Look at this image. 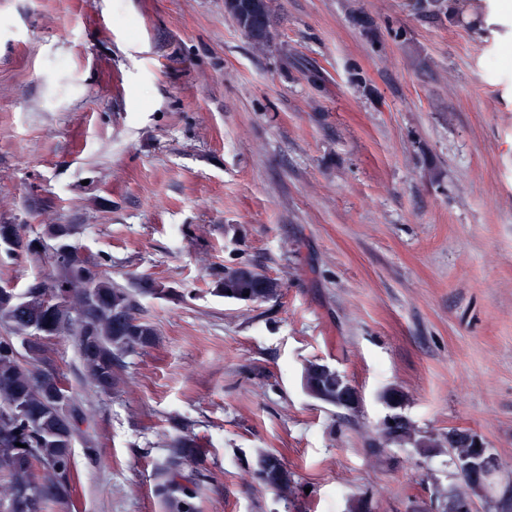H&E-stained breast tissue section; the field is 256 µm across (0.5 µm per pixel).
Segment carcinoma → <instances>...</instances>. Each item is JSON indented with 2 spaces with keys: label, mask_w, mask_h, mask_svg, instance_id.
I'll use <instances>...</instances> for the list:
<instances>
[{
  "label": "carcinoma",
  "mask_w": 512,
  "mask_h": 512,
  "mask_svg": "<svg viewBox=\"0 0 512 512\" xmlns=\"http://www.w3.org/2000/svg\"><path fill=\"white\" fill-rule=\"evenodd\" d=\"M78 226L68 225V234L50 252L51 269L23 293L0 288V319L9 323L10 333L22 338L28 359L7 339H0V500L22 502L23 495L40 489L38 512H44L51 497L67 496L71 471L73 434L84 421L70 410L71 395L58 375L52 387L59 400L47 399L40 377L28 360L37 361L42 352L39 340L60 335L69 329L77 336L84 368V381L92 389L108 391L115 382L114 360L129 351L154 343V329L134 315L135 294L114 282L103 270L106 259L84 255L75 238ZM11 236L6 250L33 259L42 251L34 239L22 233L19 224H0V240ZM216 291L238 302L269 301L281 293L280 283L249 264L226 266L217 274ZM320 363L304 368L302 385L306 394L325 405L336 406V370H319ZM387 446L409 445L420 455L448 447V461L468 460L475 449L462 439L445 445L435 434L422 435L400 417L396 426L380 436ZM21 446H16V443ZM199 454L194 439L177 440L176 451L165 464L167 479L159 487L169 512H196V482L183 473L188 460ZM266 467L256 478L286 496L293 482L280 458L267 453Z\"/></svg>",
  "instance_id": "carcinoma-1"
}]
</instances>
